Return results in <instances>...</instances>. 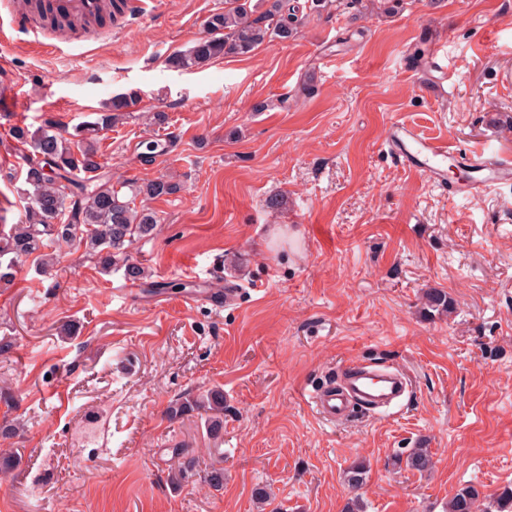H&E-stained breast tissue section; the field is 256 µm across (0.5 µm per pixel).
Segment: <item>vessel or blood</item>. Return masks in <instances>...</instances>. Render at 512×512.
Wrapping results in <instances>:
<instances>
[{
    "label": "vessel or blood",
    "mask_w": 512,
    "mask_h": 512,
    "mask_svg": "<svg viewBox=\"0 0 512 512\" xmlns=\"http://www.w3.org/2000/svg\"><path fill=\"white\" fill-rule=\"evenodd\" d=\"M108 5L109 0H50L47 20L32 29L38 47L52 53L69 43V34L53 21L62 13L86 23L88 39L103 38L95 22ZM388 146L402 164L424 172L430 181L447 184L449 194L455 197L478 196L512 182V155L508 153L491 158L482 150L452 149L447 141L422 136L403 123L391 126ZM452 162L468 170L466 181L448 184V165ZM408 388V380L400 371L356 362L343 367L337 382L321 388L310 402L321 419L333 424L349 417L358 406L372 411L393 406Z\"/></svg>",
    "instance_id": "1"
}]
</instances>
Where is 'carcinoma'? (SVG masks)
<instances>
[{
  "mask_svg": "<svg viewBox=\"0 0 512 512\" xmlns=\"http://www.w3.org/2000/svg\"><path fill=\"white\" fill-rule=\"evenodd\" d=\"M300 6L290 0H230L221 13L207 21L209 34L185 53L172 56L178 69L199 67L226 55H247L271 38L288 39L297 33ZM130 98L117 95L107 110L93 121L72 129L48 119L35 130L15 126L10 136L25 146L22 194L26 197L24 219L8 230H0V284H10L18 265L33 258L39 270L50 271L58 262L61 245L75 243L95 260L103 273L122 261L124 276L140 282L143 266L128 258L127 249L137 239L155 233L156 212L137 199H160L175 195L180 185L156 178L128 185L121 193L107 179L99 161L101 132L128 115ZM406 467L420 473L434 466L426 448H413ZM448 512H512V488L479 500L471 487L459 489L448 504Z\"/></svg>",
  "mask_w": 512,
  "mask_h": 512,
  "instance_id": "1",
  "label": "carcinoma"
}]
</instances>
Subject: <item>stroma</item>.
Returning a JSON list of instances; mask_svg holds the SVG:
<instances>
[{
  "label": "stroma",
  "mask_w": 512,
  "mask_h": 512,
  "mask_svg": "<svg viewBox=\"0 0 512 512\" xmlns=\"http://www.w3.org/2000/svg\"><path fill=\"white\" fill-rule=\"evenodd\" d=\"M369 2L329 0L290 39L187 70L169 56L207 36L225 0H151L121 32L55 54L9 30L0 88L19 106L0 111V154L15 159L0 167V228L27 205L10 128L74 126L120 94L133 103L100 143L106 173L181 190L151 201L157 233L129 249L150 273L137 299L74 245L51 273L27 261L0 287V424L21 426L0 437V459L21 457L0 512H270L259 488L280 512H448L461 487H512V184L452 199L385 144L399 122L512 152V0ZM432 38L444 98L409 59ZM148 110L166 124L145 127ZM150 140L170 148L148 154ZM231 277L240 297L215 309ZM431 290L451 314L425 312ZM355 360L411 388L326 423L309 395ZM215 387L219 434L208 409L169 417ZM413 448L433 469L394 466ZM360 462L365 482L348 487Z\"/></svg>",
  "instance_id": "stroma-1"
}]
</instances>
